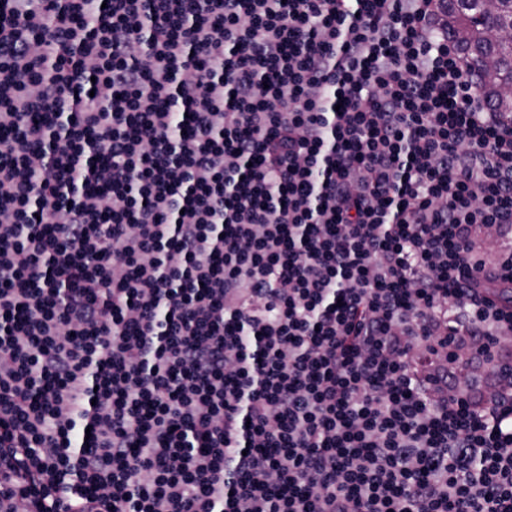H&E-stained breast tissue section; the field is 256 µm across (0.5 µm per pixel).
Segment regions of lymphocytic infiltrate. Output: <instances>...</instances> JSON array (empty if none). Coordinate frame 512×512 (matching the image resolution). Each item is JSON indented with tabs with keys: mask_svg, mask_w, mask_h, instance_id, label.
Returning <instances> with one entry per match:
<instances>
[{
	"mask_svg": "<svg viewBox=\"0 0 512 512\" xmlns=\"http://www.w3.org/2000/svg\"><path fill=\"white\" fill-rule=\"evenodd\" d=\"M440 2L0 0V512H512V119Z\"/></svg>",
	"mask_w": 512,
	"mask_h": 512,
	"instance_id": "f902f5d3",
	"label": "lymphocytic infiltrate"
}]
</instances>
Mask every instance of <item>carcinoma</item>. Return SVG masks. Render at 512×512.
Segmentation results:
<instances>
[{
	"label": "carcinoma",
	"instance_id": "carcinoma-1",
	"mask_svg": "<svg viewBox=\"0 0 512 512\" xmlns=\"http://www.w3.org/2000/svg\"><path fill=\"white\" fill-rule=\"evenodd\" d=\"M444 26L465 63L479 76L488 106L495 112L512 113V96L501 92L503 86L512 85V47L486 38L493 27L512 29V0H498L493 14L487 13L481 0H445Z\"/></svg>",
	"mask_w": 512,
	"mask_h": 512
}]
</instances>
